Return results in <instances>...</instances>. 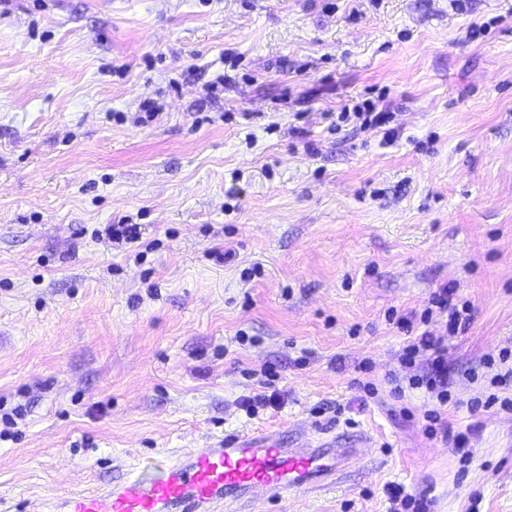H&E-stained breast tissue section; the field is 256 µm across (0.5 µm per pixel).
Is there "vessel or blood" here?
Wrapping results in <instances>:
<instances>
[{"label":"vessel or blood","instance_id":"obj_1","mask_svg":"<svg viewBox=\"0 0 512 512\" xmlns=\"http://www.w3.org/2000/svg\"><path fill=\"white\" fill-rule=\"evenodd\" d=\"M357 452L354 445L341 447L336 436L317 437L303 427L290 448L269 436L236 434L159 462L152 479L135 473L95 492L70 494L63 512H224L260 495L275 500L332 487Z\"/></svg>","mask_w":512,"mask_h":512}]
</instances>
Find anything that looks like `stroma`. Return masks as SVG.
Here are the masks:
<instances>
[{
	"instance_id": "stroma-1",
	"label": "stroma",
	"mask_w": 512,
	"mask_h": 512,
	"mask_svg": "<svg viewBox=\"0 0 512 512\" xmlns=\"http://www.w3.org/2000/svg\"><path fill=\"white\" fill-rule=\"evenodd\" d=\"M365 99L395 143L331 129ZM123 218L144 261L102 235ZM444 284L472 321L433 435L428 395L393 393L388 314ZM504 350L512 0H0V512L299 423L369 443L335 489L252 512H389L391 483L512 512V410L482 406L512 398L483 365ZM266 366L282 402L247 415Z\"/></svg>"
}]
</instances>
